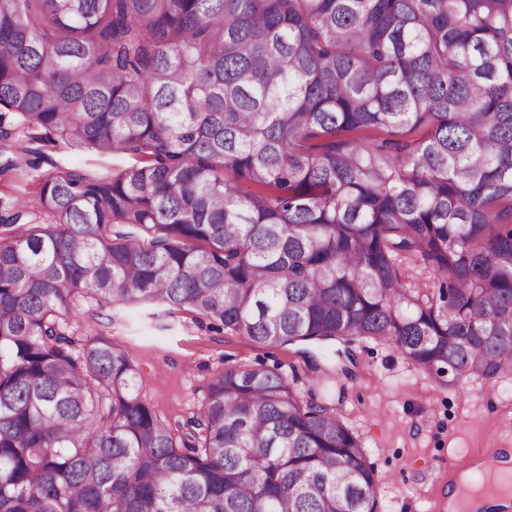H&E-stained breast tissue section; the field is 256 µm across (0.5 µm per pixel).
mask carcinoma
<instances>
[{
  "label": "carcinoma",
  "mask_w": 512,
  "mask_h": 512,
  "mask_svg": "<svg viewBox=\"0 0 512 512\" xmlns=\"http://www.w3.org/2000/svg\"><path fill=\"white\" fill-rule=\"evenodd\" d=\"M9 116L135 163L0 218V512H378L319 379L240 364L172 425L86 301L512 376V0H0Z\"/></svg>",
  "instance_id": "cac0c4a2"
}]
</instances>
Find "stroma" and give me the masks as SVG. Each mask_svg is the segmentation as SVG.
<instances>
[{
  "mask_svg": "<svg viewBox=\"0 0 512 512\" xmlns=\"http://www.w3.org/2000/svg\"><path fill=\"white\" fill-rule=\"evenodd\" d=\"M44 152L36 168L0 173V212L21 205L28 222L50 223L38 198L46 173L81 168L108 175L133 163L126 156L65 144L45 146ZM68 328L78 336L101 334L125 350L139 368L142 397L173 424L200 405L217 372L241 363L279 366L303 385L319 376L380 477V512H429L449 461L478 457L497 444L512 448V377L448 387L422 374L391 346L368 340L355 345L351 376L336 375L337 360L329 350L317 351L320 369L315 372L297 346H259L162 305L92 301Z\"/></svg>",
  "mask_w": 512,
  "mask_h": 512,
  "instance_id": "1",
  "label": "stroma"
}]
</instances>
